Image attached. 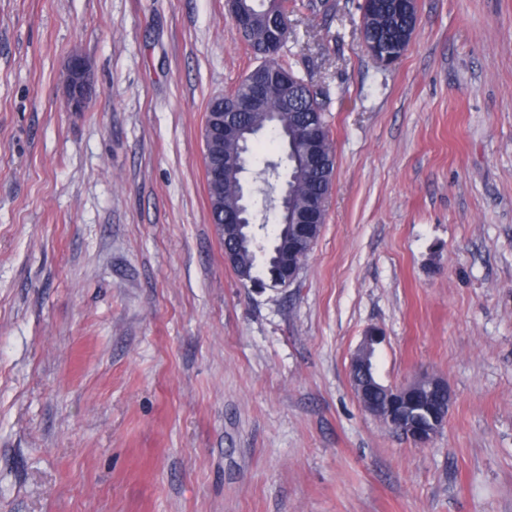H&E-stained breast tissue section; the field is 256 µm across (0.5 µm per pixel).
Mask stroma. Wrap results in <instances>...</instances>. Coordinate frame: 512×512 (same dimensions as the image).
I'll use <instances>...</instances> for the list:
<instances>
[{
	"instance_id": "1",
	"label": "stroma",
	"mask_w": 512,
	"mask_h": 512,
	"mask_svg": "<svg viewBox=\"0 0 512 512\" xmlns=\"http://www.w3.org/2000/svg\"><path fill=\"white\" fill-rule=\"evenodd\" d=\"M293 3L337 164L258 289L204 175L206 105L260 63L227 0H0V512H512V0H417L388 66L359 0ZM370 327L383 384L448 382L426 447L356 397ZM89 77L84 60L72 57L68 63L66 100L76 112L81 111L89 96Z\"/></svg>"
}]
</instances>
